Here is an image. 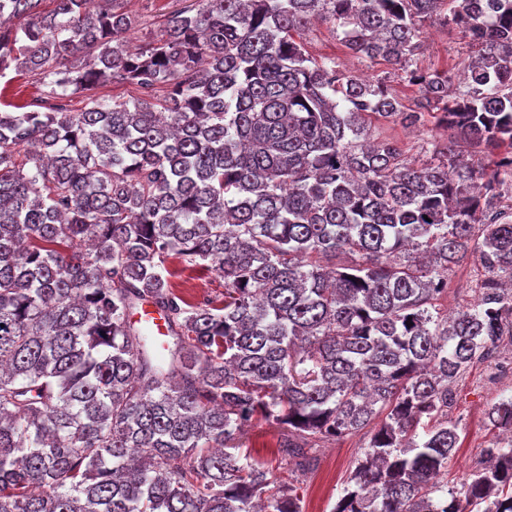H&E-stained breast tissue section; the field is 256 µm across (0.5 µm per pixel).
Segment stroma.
<instances>
[{
    "instance_id": "obj_1",
    "label": "stroma",
    "mask_w": 512,
    "mask_h": 512,
    "mask_svg": "<svg viewBox=\"0 0 512 512\" xmlns=\"http://www.w3.org/2000/svg\"><path fill=\"white\" fill-rule=\"evenodd\" d=\"M122 9L134 18L135 25L129 33L131 45L139 46L154 39L164 16L177 8L178 0H122ZM307 53L313 58L335 59L341 70L351 71L370 79L385 80L389 89L404 105H412L419 96L418 87L409 85L400 73L383 62L367 64L347 53L338 40L333 26L316 22L300 34ZM472 46L458 29L427 22L422 27V48L416 57L419 67L448 69L460 72ZM41 85L37 76L28 72L9 71L0 79V104L19 108L29 107L39 98ZM373 137L394 139L403 147L406 156L415 165L428 159L426 150L431 143H446L449 133L445 128L432 125L405 128L391 122H381L372 128ZM172 281L189 300L205 296L221 297L224 281L217 273H194L171 263ZM483 277L478 262L471 261L448 274V310L457 312L475 303L477 285ZM454 402L448 409V418L455 423L461 436V446L448 461V470L440 477L446 488L462 492L470 473L480 468L486 451L498 442L501 430L495 429L487 414L493 404L512 396V378L501 377L494 384L484 378V363L476 361L453 383ZM250 458L253 463L268 471L274 480L295 476L304 498L306 512H332L348 476L357 461L364 456L367 435L357 433L336 441L326 442L317 449V465L306 473L292 474L290 465L276 448L278 431L263 422L254 423L250 430Z\"/></svg>"
}]
</instances>
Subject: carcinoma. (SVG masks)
I'll use <instances>...</instances> for the list:
<instances>
[{
	"label": "carcinoma",
	"instance_id": "1",
	"mask_svg": "<svg viewBox=\"0 0 512 512\" xmlns=\"http://www.w3.org/2000/svg\"><path fill=\"white\" fill-rule=\"evenodd\" d=\"M40 2L0 0V78L42 87L0 109V512H303L235 453L254 420L301 472L373 426L333 512H465L438 482L451 384L512 337V0H189L134 48L118 0ZM440 14L477 48L462 85L415 66ZM315 18L419 86L414 107L310 57ZM380 121L451 136L415 168L370 140ZM172 256L224 299L187 302ZM473 257L479 299L450 316ZM144 303L163 347L130 320ZM489 419L512 433V397ZM488 455L465 501L512 512V439ZM41 85L39 76H34L28 72H16L11 69L5 78L0 79V104L2 109L12 110L14 112H24L36 107L32 105L40 97ZM3 103L12 104L22 108H5ZM100 96L107 99H118V100H144L146 97L143 96L141 90L132 84H106L98 88ZM483 278V269L478 262L470 261L448 273V315L475 303L477 284Z\"/></svg>",
	"mask_w": 512,
	"mask_h": 512
}]
</instances>
